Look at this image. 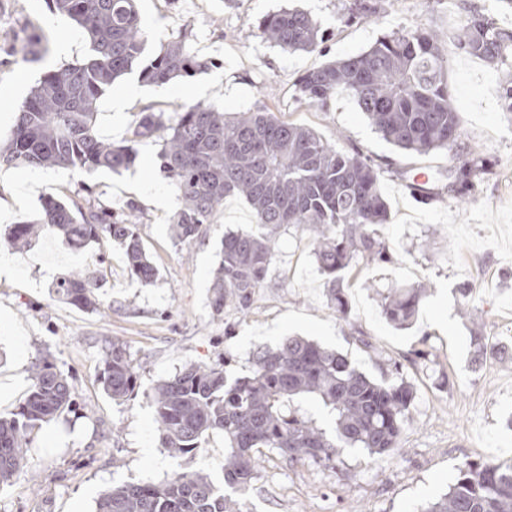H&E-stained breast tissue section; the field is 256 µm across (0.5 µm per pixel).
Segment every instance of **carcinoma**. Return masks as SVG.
<instances>
[{
    "mask_svg": "<svg viewBox=\"0 0 512 512\" xmlns=\"http://www.w3.org/2000/svg\"><path fill=\"white\" fill-rule=\"evenodd\" d=\"M53 10L85 33L89 54L77 64L49 71L18 107L10 140L0 147V166L63 167L91 174L120 173L135 166L139 147L159 146L160 170L171 180L181 207L172 218L179 241L200 238L224 203L239 195L266 234L228 231L211 285L216 316L230 306L247 312L265 287L273 261L270 233L282 226L306 229L327 293L339 318L350 307L342 272L354 261L388 264L392 254L381 235L388 204L384 174L405 182L424 203L450 197L465 203L489 174V160L464 141L448 82V59L431 28L393 29L367 50L331 60L302 74L298 98L325 109L339 94L351 97L376 131L399 150L427 155L451 152L448 169L424 182L400 167L383 168L358 150L344 152L307 126L286 122L268 109L233 117L213 104L184 107L168 125L150 107L139 112L129 138L119 144L98 134L97 104L118 78L133 71L148 85L168 83L211 69L212 61L191 53L187 33L145 55L146 36L135 0H51ZM348 19H367L380 4L351 0ZM259 35L285 51H322L324 32L307 12L292 8L263 16ZM459 49L497 67L512 59V29L473 12L455 34ZM503 110L512 112V71L499 85ZM134 202L126 210L92 202L68 203L47 194L35 221L11 226L5 240L18 246L51 229L74 249L102 239L123 251L127 269L142 285L158 277L136 231ZM54 294L79 308L101 305L100 280L73 273L53 285ZM426 289L391 284L382 311L400 328L413 323ZM17 412L0 419V484L24 468L28 449L42 425L74 409L68 377L45 360ZM126 348L104 350L101 383L115 402L140 387ZM316 397L334 415L335 435L301 416L294 400ZM159 447L173 456L191 454L214 434L224 436V487L198 472H176L163 483L124 484L102 494L95 512H244L241 496L253 489L262 456L277 450L294 464H334L342 449L362 448L385 457L399 445L415 398L405 379H375L342 353L299 336L275 349L252 354L250 374L228 380L224 365H189L150 390ZM422 512H512V464L468 463L455 482Z\"/></svg>",
    "mask_w": 512,
    "mask_h": 512,
    "instance_id": "carcinoma-1",
    "label": "carcinoma"
}]
</instances>
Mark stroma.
I'll list each match as a JSON object with an SVG mask.
<instances>
[{"label":"stroma","instance_id":"35a3bbf8","mask_svg":"<svg viewBox=\"0 0 512 512\" xmlns=\"http://www.w3.org/2000/svg\"><path fill=\"white\" fill-rule=\"evenodd\" d=\"M0 13V142L8 141L14 114L43 73L81 62L88 44L82 30L55 13L49 0H7ZM347 0H139L148 52L186 32L191 50L215 68L165 85L122 78L131 86L124 108L98 106L102 138L122 142L142 106L175 122L191 102L211 103L227 116L259 107L313 128L346 152L394 162L414 172L446 168L449 155L408 157L385 141L354 101L337 97L322 111L299 102L296 84L307 70L356 55L397 28H433L448 58L453 105L467 142L491 162L488 174L463 205L419 202L404 184L385 178L390 221L382 233L391 264L352 263L344 284L351 312L337 318L326 295L306 230L284 226L272 236L274 260L267 284L247 313L213 316L209 288L225 231H251L255 217L240 196L225 197L205 236L174 238L170 220L181 205L159 169L153 146L141 148L133 168L81 174L63 168H0V236L20 220L36 219L52 193L70 200L91 186L114 210L139 206L137 232L158 279L142 286L109 241L70 248L46 231L24 249L10 251L9 275H0V416L11 417L32 384L38 360L71 378L74 412L44 424L28 452L24 473L0 486V512H94L99 495L126 483L160 482L179 471L223 481L224 438L210 436L195 453L172 457L159 448L151 387L184 365L223 364L228 378L247 375L254 351L302 336L347 355L374 378L401 373L416 390L411 420L398 449L374 458L344 449L336 466L288 465L267 452L244 500L246 512H420L445 493L465 463L512 460V114L498 96L500 73L458 50L455 31L486 0H381L380 14L348 22ZM309 12L327 34L323 53H289L257 35L262 16L284 9ZM48 44L36 57L30 44ZM75 272L102 274L101 306L78 309L57 300L52 284ZM423 285L427 295L406 328L388 322L379 293L390 281ZM483 325L495 354L476 357L469 317ZM123 343L139 367L141 387L112 402L99 377L105 345ZM427 358L417 359V350Z\"/></svg>","mask_w":512,"mask_h":512}]
</instances>
